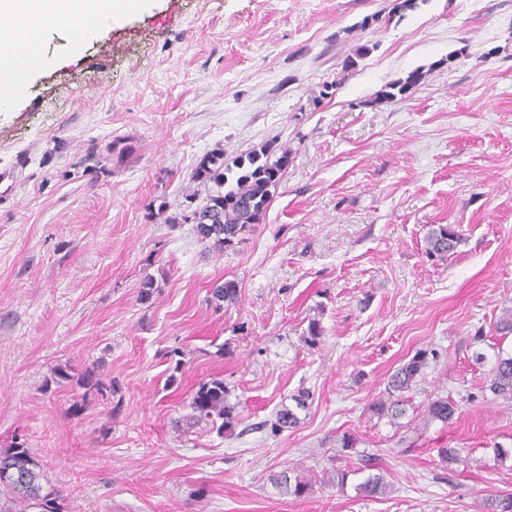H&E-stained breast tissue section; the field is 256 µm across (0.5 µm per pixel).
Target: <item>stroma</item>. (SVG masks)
Listing matches in <instances>:
<instances>
[{"mask_svg": "<svg viewBox=\"0 0 512 512\" xmlns=\"http://www.w3.org/2000/svg\"><path fill=\"white\" fill-rule=\"evenodd\" d=\"M390 4L155 0L76 53L75 28L45 34L46 66L0 111V448L26 443L65 512H484L512 494V404L485 389L512 354L495 331L512 312V0H428L356 29ZM114 40L123 51L102 59ZM421 68L406 98L376 100ZM269 141L290 162L239 247L165 223L188 212L207 151ZM436 224L462 233L443 261L425 253ZM227 280L239 297L215 307ZM421 349L434 356L405 416H374ZM88 369L103 390L77 385ZM213 377L236 407L221 436L185 423ZM303 390L299 425L272 433ZM440 396L458 405L452 424L418 427ZM442 447L462 463H441ZM286 470L313 493L277 487ZM372 474L384 495L357 492Z\"/></svg>", "mask_w": 512, "mask_h": 512, "instance_id": "obj_1", "label": "stroma"}]
</instances>
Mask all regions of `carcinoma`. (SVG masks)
I'll use <instances>...</instances> for the list:
<instances>
[{"label":"carcinoma","instance_id":"obj_1","mask_svg":"<svg viewBox=\"0 0 512 512\" xmlns=\"http://www.w3.org/2000/svg\"><path fill=\"white\" fill-rule=\"evenodd\" d=\"M376 45L362 43L343 59V68L354 69L359 60L366 57ZM424 78L423 71H412L405 80L385 85L378 98L396 100ZM288 152L273 157L270 149H251L238 156L233 164L224 161V150L213 149L205 153L193 172V179L204 186L206 196L202 204L187 215L168 216L165 222L177 224L181 221L193 224L197 240L210 249H233L244 240V235L253 224L262 223L273 197L281 184ZM461 240L459 232L450 224H438L428 229L425 235V252L431 258L445 260L453 254ZM238 296V284L227 280L211 289V300L216 306L233 303ZM428 361V352L419 350L389 378L387 396L370 405V412L380 418L395 421L406 414L402 393L408 391L422 373ZM486 390L494 398L512 403V355L498 356L487 378ZM229 391L224 379L213 378L199 384L190 402L191 419L195 424L205 423L216 427L217 433L229 431L235 424L234 407L228 403ZM457 411L449 397H438L428 403L425 424L438 421L448 425ZM299 424L294 410L284 407L276 412L272 431L293 429ZM274 483L286 494L296 498L313 492L311 483L302 475L281 472ZM367 497L386 490L383 477L370 476L357 485ZM0 494L8 496L20 506V512L33 509L35 512H64L59 490L45 480L39 463L23 443H14L0 449ZM485 512H512V496L486 498Z\"/></svg>","mask_w":512,"mask_h":512}]
</instances>
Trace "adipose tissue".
I'll return each mask as SVG.
<instances>
[{
  "label": "adipose tissue",
  "instance_id": "adipose-tissue-1",
  "mask_svg": "<svg viewBox=\"0 0 512 512\" xmlns=\"http://www.w3.org/2000/svg\"><path fill=\"white\" fill-rule=\"evenodd\" d=\"M145 0H0V17L16 19L27 34L29 49L0 62V106L9 107L25 90L28 74L44 66L37 47L42 32L51 25L74 20L81 36L93 33L96 18L117 19L145 7Z\"/></svg>",
  "mask_w": 512,
  "mask_h": 512
}]
</instances>
